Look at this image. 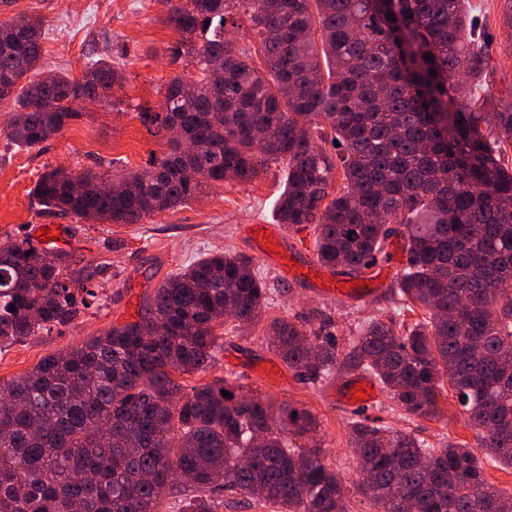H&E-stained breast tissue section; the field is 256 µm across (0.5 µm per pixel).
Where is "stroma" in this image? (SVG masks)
<instances>
[{"label": "stroma", "instance_id": "stroma-1", "mask_svg": "<svg viewBox=\"0 0 512 512\" xmlns=\"http://www.w3.org/2000/svg\"><path fill=\"white\" fill-rule=\"evenodd\" d=\"M468 2L480 28L491 37L487 89L499 98L510 96L512 43L500 29V0ZM167 12L165 0H15L0 12L4 21L18 16L43 20V57L36 78L63 73L79 77L92 56L112 63L123 77L122 86L113 88L107 100L82 102L80 117L39 148L10 145L3 133L10 115L0 112V240L33 237L39 224L57 226L60 250L72 267L88 269L90 287L97 295L73 324L1 351L0 383L112 326L139 320L142 305L154 289L196 258L224 251L245 255L270 288L261 326L243 332L236 322L225 321L224 337L210 369L181 376L180 381L190 388L223 377L245 395L309 408L319 422L316 439L326 465L349 484V512H373L353 485L351 421L362 418L395 427L435 448L449 439L473 452L478 449L476 433L466 424L455 397L442 399L441 412L432 419L407 417L386 393L372 411L363 414L340 398L350 373L313 383L289 370L268 349L263 323L288 317L315 329L330 324L338 347H345L358 324L391 315L384 294L395 278L387 266L375 267L367 275L368 293L336 301L303 280L284 277L256 252L243 228L274 223L282 164L270 165L252 181L212 188L188 206L159 213L141 224L84 221L43 208L31 194L38 178L52 168L119 176L144 170L166 153L165 135L143 115L159 111L161 90L174 75L195 72L194 66L169 62V48L178 34L167 24Z\"/></svg>", "mask_w": 512, "mask_h": 512}]
</instances>
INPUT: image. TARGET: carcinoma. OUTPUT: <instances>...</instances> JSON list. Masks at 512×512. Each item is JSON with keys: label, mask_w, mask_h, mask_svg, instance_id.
Returning <instances> with one entry per match:
<instances>
[{"label": "carcinoma", "mask_w": 512, "mask_h": 512, "mask_svg": "<svg viewBox=\"0 0 512 512\" xmlns=\"http://www.w3.org/2000/svg\"><path fill=\"white\" fill-rule=\"evenodd\" d=\"M464 2L166 0L180 36L171 62L189 57L198 72L172 77L151 117L173 132L168 153L115 178L52 169L33 188L45 207L141 224L281 160L277 221L313 228L323 267L359 277L403 238L385 300L421 319L367 320L343 357L326 326L276 319L265 329L299 375L360 370L413 417L436 416L450 384L482 456L350 422L357 491L375 512H512V493L482 477L487 465L512 468V101L465 80L487 60ZM236 6L260 36V68L224 40ZM41 30L22 16L0 21V110L12 112L7 139L27 150L122 80L90 57L79 79L19 86L40 63ZM218 62L221 87L209 76ZM270 126L275 138L256 137ZM316 137L339 143L336 158ZM91 278L28 239L0 240V351L71 324L94 296ZM268 295L249 258L208 253L155 289L148 316L1 384L0 512H161L165 494L173 512H217L218 489L274 512H348L344 479L304 444L318 426L310 410L223 378L182 393L179 377L211 366L216 328L256 325Z\"/></svg>", "instance_id": "cac0c4a2"}]
</instances>
